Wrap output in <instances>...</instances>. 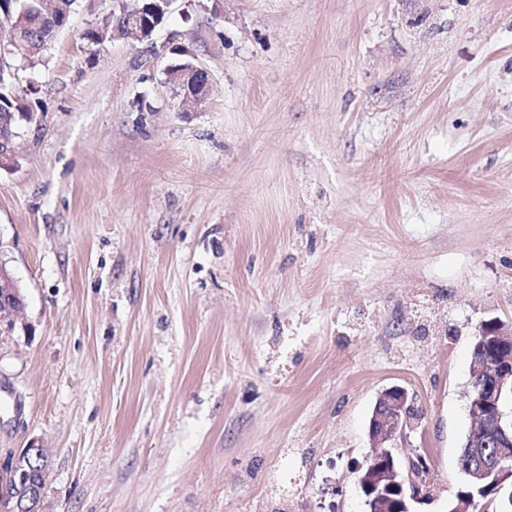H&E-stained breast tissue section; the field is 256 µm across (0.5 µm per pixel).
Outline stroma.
Here are the masks:
<instances>
[{"mask_svg": "<svg viewBox=\"0 0 512 512\" xmlns=\"http://www.w3.org/2000/svg\"><path fill=\"white\" fill-rule=\"evenodd\" d=\"M18 68L39 116L0 169V461L38 512H364L379 393L446 512L475 324L512 320V0H175L211 81L83 34ZM170 66L171 65H169L167 67V69L165 70V82L169 86V89L170 90L172 89V92L174 94V95L172 94V96L178 97L180 99H183V98L193 99V102H191V103L200 102L206 95V92H207V89L209 86L210 80H209L208 72L204 68L199 66L198 64H196V66H197V68H196L193 63H189V62H184V63L178 65V69L185 71V70H192V69L196 68L194 71L171 73L170 69L172 67L170 68ZM197 71L203 72V74L195 75V72H197ZM201 76L206 77V82L202 86V88H200L202 83L198 80ZM175 85L180 88L179 91L174 90ZM36 449L26 448L16 459L9 456L13 468L5 469L6 461L0 464L1 471L6 470V476L0 474V511L1 507L3 512L35 511L46 477L44 452Z\"/></svg>", "mask_w": 512, "mask_h": 512, "instance_id": "1", "label": "stroma"}]
</instances>
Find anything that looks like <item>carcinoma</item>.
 <instances>
[{
    "label": "carcinoma",
    "instance_id": "1",
    "mask_svg": "<svg viewBox=\"0 0 512 512\" xmlns=\"http://www.w3.org/2000/svg\"><path fill=\"white\" fill-rule=\"evenodd\" d=\"M7 10L0 9V21L4 20L17 29L25 43L32 45L30 53L24 57L16 47L6 44L11 56L20 58L31 67L46 64V55L59 30L66 26L77 0H0ZM122 25L118 14L103 17L97 26L86 34L88 40L101 44L112 40V29ZM15 72L12 66L0 68V131L11 134L16 140L20 128L25 123L36 120L29 105L16 97L13 84ZM13 466L0 474V508L5 512H35L45 484L46 464L44 453L34 448L25 449L18 457H8Z\"/></svg>",
    "mask_w": 512,
    "mask_h": 512
}]
</instances>
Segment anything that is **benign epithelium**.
<instances>
[{
    "label": "benign epithelium",
    "mask_w": 512,
    "mask_h": 512,
    "mask_svg": "<svg viewBox=\"0 0 512 512\" xmlns=\"http://www.w3.org/2000/svg\"><path fill=\"white\" fill-rule=\"evenodd\" d=\"M123 14L125 26L139 36L152 27L145 10H125ZM197 71L208 76L200 66ZM195 72L165 70V82L174 96L195 103L204 98L208 85L201 84ZM473 336L480 355L470 363L466 399L478 429L468 435L467 455L459 461V470L461 484L479 488L482 495L458 498L450 512H474L481 501L494 506V492L512 488V320L483 318L475 325ZM412 412L409 394L402 387H391L377 398L368 426L374 451L356 469L365 512H409L406 477L396 466L388 443L404 432Z\"/></svg>",
    "instance_id": "benign-epithelium-1"
}]
</instances>
